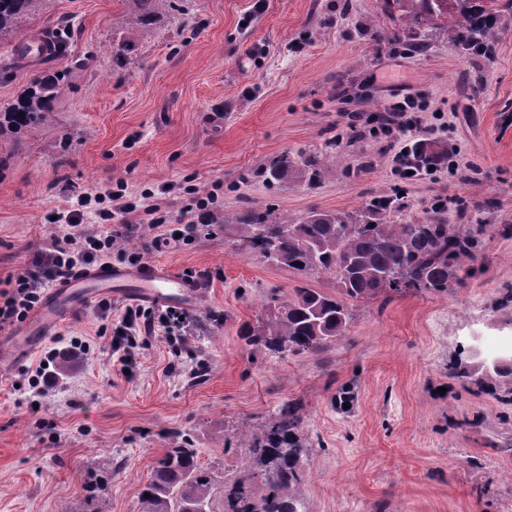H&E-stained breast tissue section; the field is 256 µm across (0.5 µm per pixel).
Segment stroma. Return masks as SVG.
<instances>
[{"mask_svg": "<svg viewBox=\"0 0 512 512\" xmlns=\"http://www.w3.org/2000/svg\"><path fill=\"white\" fill-rule=\"evenodd\" d=\"M253 4L191 0L119 71L106 48L123 0H47L20 26L23 38H67L57 54L0 73V110L60 70L70 88L48 124L0 135L10 158L0 281L65 233L54 217L77 195L121 181L134 204L152 190L165 221L122 229L112 264L137 255L209 288L189 310L185 344L149 337L131 373L114 363L94 306L45 338L90 345L48 392L26 377L42 348L0 358V512H140L139 491L178 433L213 479L212 512H224L225 479H249L251 435L286 404L310 450L297 490L307 512H512V401L448 373L472 335L512 337V14L487 58L449 42L446 22L403 29L383 0ZM395 94L449 115L432 141L459 160L433 179L401 183L386 144L354 134ZM330 151L339 163L314 181L266 180L273 160L297 166ZM198 194L213 195L218 224L156 250ZM395 194L384 221L420 220L438 194L462 198L442 217L479 241L463 284L355 304L344 335L320 351L281 358L246 345L241 327L267 318L273 295L302 284L332 293L336 280L264 263L225 224L249 209L295 220L361 211Z\"/></svg>", "mask_w": 512, "mask_h": 512, "instance_id": "obj_1", "label": "stroma"}]
</instances>
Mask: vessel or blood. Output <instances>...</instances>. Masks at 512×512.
Wrapping results in <instances>:
<instances>
[{"instance_id":"b4317fda","label":"vessel or blood","mask_w":512,"mask_h":512,"mask_svg":"<svg viewBox=\"0 0 512 512\" xmlns=\"http://www.w3.org/2000/svg\"><path fill=\"white\" fill-rule=\"evenodd\" d=\"M203 293L201 280L158 264L127 267L107 262L81 268L49 288L24 334L14 337L11 350L17 354L32 351L36 337L49 335L62 321L103 297L188 306L196 304Z\"/></svg>"}]
</instances>
